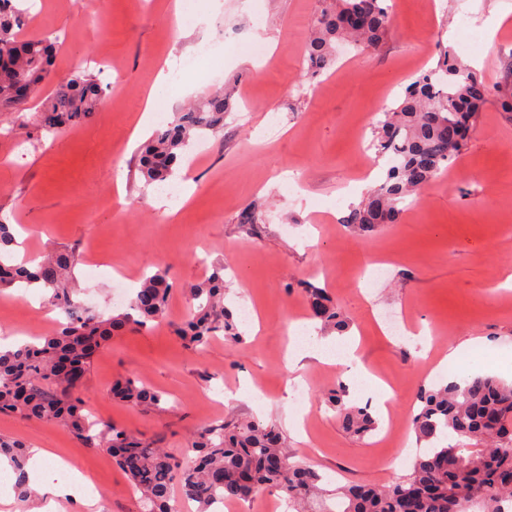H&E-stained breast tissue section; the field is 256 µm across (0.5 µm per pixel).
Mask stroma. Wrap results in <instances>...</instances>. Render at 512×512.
Here are the masks:
<instances>
[{
	"instance_id": "35a3bbf8",
	"label": "stroma",
	"mask_w": 512,
	"mask_h": 512,
	"mask_svg": "<svg viewBox=\"0 0 512 512\" xmlns=\"http://www.w3.org/2000/svg\"><path fill=\"white\" fill-rule=\"evenodd\" d=\"M173 0H40L43 23L26 22L27 36L63 35L52 78L27 112L40 111L57 80L81 70L110 85L85 123L54 135L34 128L0 135V221L16 225V258L59 247L75 249L81 265L77 298L109 317L108 270L91 274L89 261L115 259L138 276L166 266L178 287L168 320L151 329L112 337L94 354L81 396L92 417L158 443L175 459L210 422L256 418L275 424L290 453L312 466L327 490L347 483L384 486L408 473L422 450L411 418L419 386L429 384L432 362L448 349L483 338L492 351L487 373L512 377V115L500 105L512 86V16L497 23L512 0H388L393 31L365 54L341 51L336 68L313 78L303 56L304 32L323 0H191L190 22L176 27ZM488 39L485 54L460 55L465 30ZM213 43L223 78L182 72L157 101L165 120L214 87L230 94L233 110L204 151L190 153L194 191L175 216H166L154 192L143 189L130 138L146 97L165 61L183 60ZM269 47L267 58L251 47ZM479 70L486 102L465 151L426 185L402 214L368 237L350 235L340 219L359 200V181L383 177L384 161L371 146L384 107L401 101L405 87L436 67L439 47ZM247 120H240V113ZM297 173L300 195L283 192L284 175ZM123 193L126 208L112 209ZM263 214L261 234L249 237L236 217L249 205ZM384 263L387 274L361 288L358 273ZM223 265L225 303L256 309L259 327L245 325L242 343L215 337L204 350L175 333L190 312L183 286L204 280ZM325 288L359 341L368 370L395 392L390 412L406 426L407 450L395 436L380 446L348 433L321 394L338 380L335 367L314 359L301 369L286 364L289 336L308 325L302 283ZM34 298H15L0 309V341L51 334L56 325ZM390 315L410 331L407 339L382 333ZM132 376L163 395L159 409L113 399L116 378ZM258 389L238 398L244 385ZM306 388L304 407L292 404L291 387ZM303 416L304 430L293 428ZM0 433L30 448H47L68 469L91 477L102 512H138L124 473L103 447L90 448L63 425L0 414Z\"/></svg>"
}]
</instances>
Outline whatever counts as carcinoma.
<instances>
[{
  "mask_svg": "<svg viewBox=\"0 0 512 512\" xmlns=\"http://www.w3.org/2000/svg\"><path fill=\"white\" fill-rule=\"evenodd\" d=\"M20 23L21 12L13 0H0V52L17 43L28 47L27 57L17 60L12 69L0 68V110L15 113L24 108L11 97L14 80L38 69L42 75L35 83L48 79L47 66L60 46L58 37L19 39ZM390 27L384 0H332L308 28L309 74L317 77L334 66L337 42L346 40L361 52L372 50L387 38ZM104 92L92 72L78 73L57 84L34 124L45 133L75 126L96 111ZM485 99L481 75L451 59L448 49H439L436 68L417 77L402 102L382 112L373 145L379 155L390 157L389 167L359 204L349 206L341 223L359 237L384 224L399 223L407 199L465 150L467 131ZM230 109L227 93L216 91L199 105L176 113L140 148L138 168L145 184L167 182L193 141L224 128V113ZM237 223L256 236L261 213L248 207L239 213ZM16 245L13 226L0 221V255L10 254ZM78 263L73 250L54 251L39 261H0V289L40 282L47 289V305L63 314L58 329L42 342L0 351V414L59 422L85 444L109 448L138 496L140 512H176L171 494L175 484L185 500L197 505V512H211L217 499L246 501L265 489L286 493L300 506L299 512H305L303 505L319 495L321 477L288 454L286 438L273 424L214 421L197 434L187 449V462L182 463L164 449L84 413L80 384L96 349L116 333L139 331L161 321L174 282L168 267L158 268L140 281L124 312L104 318L74 298L69 282ZM187 294L191 311L176 331L189 345L203 350L220 333L229 343L244 340L242 323L224 307V265L187 288ZM306 294L312 318L324 331L342 333L349 327L326 290L310 284ZM111 394L147 408H158L162 401L159 392L132 377L112 383ZM344 396L342 384L328 390V401L343 427L359 438L371 435L378 420L367 408L347 404ZM417 399L412 429L431 451L418 456L410 473L391 486L338 488L337 508L323 504L316 512H505L504 503H512V384L488 374H472L461 383L423 386ZM450 437L473 441L479 448L463 456L452 444L435 446ZM3 456L13 464L17 496L30 499L34 490L25 473L26 446L0 434Z\"/></svg>",
  "mask_w": 512,
  "mask_h": 512,
  "instance_id": "carcinoma-1",
  "label": "carcinoma"
}]
</instances>
